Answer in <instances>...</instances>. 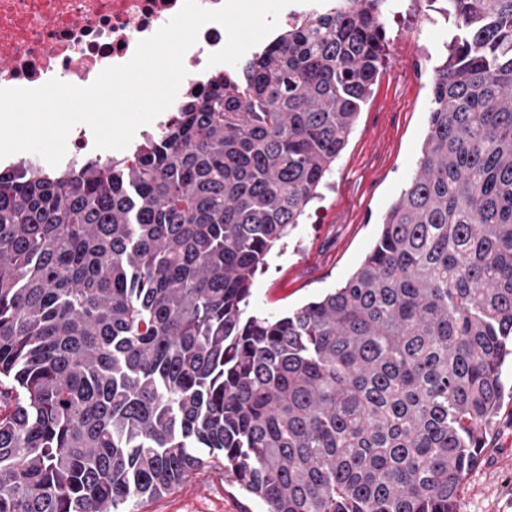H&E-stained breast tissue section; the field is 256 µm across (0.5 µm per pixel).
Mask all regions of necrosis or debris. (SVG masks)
Segmentation results:
<instances>
[{"instance_id": "obj_1", "label": "necrosis or debris", "mask_w": 512, "mask_h": 512, "mask_svg": "<svg viewBox=\"0 0 512 512\" xmlns=\"http://www.w3.org/2000/svg\"><path fill=\"white\" fill-rule=\"evenodd\" d=\"M183 0H0V88H36L51 79L93 83L107 67L128 62L140 40L151 37ZM227 40L212 22L200 29L183 57L187 71L177 103H188L223 74L209 65Z\"/></svg>"}]
</instances>
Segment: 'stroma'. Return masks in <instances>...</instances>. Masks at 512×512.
Listing matches in <instances>:
<instances>
[{
	"instance_id": "obj_1",
	"label": "stroma",
	"mask_w": 512,
	"mask_h": 512,
	"mask_svg": "<svg viewBox=\"0 0 512 512\" xmlns=\"http://www.w3.org/2000/svg\"><path fill=\"white\" fill-rule=\"evenodd\" d=\"M389 54L322 196L284 248L257 274L247 315L283 316L344 282L374 244L379 223L415 173L427 126L433 65L450 22L429 0H395L385 21ZM205 462L171 491L144 498L136 512H264ZM460 512H512V401L469 472Z\"/></svg>"
}]
</instances>
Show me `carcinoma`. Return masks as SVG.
Segmentation results:
<instances>
[{
  "label": "carcinoma",
  "instance_id": "1",
  "mask_svg": "<svg viewBox=\"0 0 512 512\" xmlns=\"http://www.w3.org/2000/svg\"><path fill=\"white\" fill-rule=\"evenodd\" d=\"M414 177L339 287L245 316L388 54L325 0L130 155L0 171V512H122L204 455L266 512H458L512 362V0H439Z\"/></svg>",
  "mask_w": 512,
  "mask_h": 512
}]
</instances>
